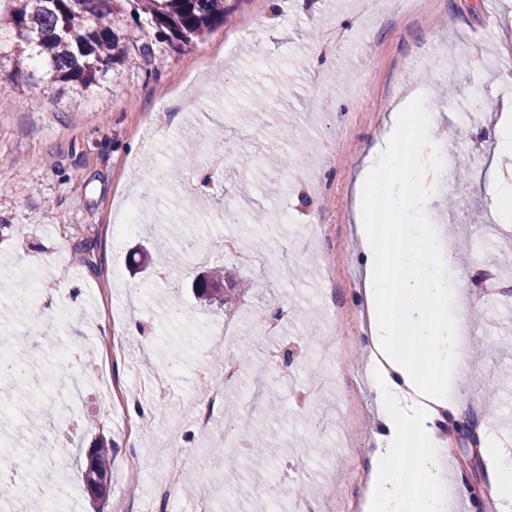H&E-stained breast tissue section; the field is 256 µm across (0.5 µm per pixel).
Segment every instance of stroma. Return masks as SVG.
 Returning a JSON list of instances; mask_svg holds the SVG:
<instances>
[{"label": "stroma", "mask_w": 512, "mask_h": 512, "mask_svg": "<svg viewBox=\"0 0 512 512\" xmlns=\"http://www.w3.org/2000/svg\"><path fill=\"white\" fill-rule=\"evenodd\" d=\"M488 13L484 0H432V24L407 14V0H241L224 26L188 46L159 39L144 57L130 53L114 64L103 87L81 109L67 85L15 74L0 60V307L26 308L17 278L40 279L39 322L0 326L11 345L33 351L27 378L0 381V435L10 437L26 477L0 512H25L58 477L71 495L59 512H93L81 473L85 450L97 437L115 442L109 457L108 505L126 489L129 466L139 470L140 501L177 479L180 512H350L366 489L376 446L374 395L363 350L366 321L355 183L370 152L388 130L392 113L412 92L431 103L430 136L422 160L442 150L451 161L432 206L436 232L453 245L455 261L438 267L448 307L471 327L468 368L457 390L476 420L448 419L453 448L442 466L451 484L446 512H502L492 470L481 450L494 439L512 456V387L487 395L486 384L512 370V267L501 260L496 223V145L486 129L501 118L512 83L496 79L504 48H512V0ZM223 56L224 69L210 61ZM196 77L209 89L200 112L172 113L159 132L151 114ZM475 116L466 138L457 117ZM198 145L183 176H163L180 165V148ZM218 169L197 221L178 226L186 189L197 171ZM141 193L144 223L116 236L117 200ZM263 211L266 223L246 224L238 213ZM182 252L166 281L134 273L136 245L146 237ZM232 239L250 254L241 267L225 253ZM315 262L311 279L283 278L285 268ZM250 279L235 310L196 299L191 285L202 272ZM500 290L485 291L487 273ZM283 308L276 334L259 325L256 310ZM240 340L225 345L223 328ZM249 352L240 380L225 384L214 424L193 420L206 407V382L224 379L216 351ZM108 363L118 385L137 393L153 418L149 434L124 431L98 385ZM75 379L83 401L61 406L63 383ZM285 454L266 468L252 465L254 428ZM55 430L64 456L28 457L25 436ZM280 482L275 508L241 498L243 484ZM307 491L296 494V483Z\"/></svg>", "instance_id": "obj_1"}]
</instances>
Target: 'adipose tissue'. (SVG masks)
Segmentation results:
<instances>
[{
    "instance_id": "ef3b65f1",
    "label": "adipose tissue",
    "mask_w": 512,
    "mask_h": 512,
    "mask_svg": "<svg viewBox=\"0 0 512 512\" xmlns=\"http://www.w3.org/2000/svg\"><path fill=\"white\" fill-rule=\"evenodd\" d=\"M427 112L419 102L395 113L387 149L374 173L356 184L355 219L363 256L360 294L369 315L365 348L373 360L371 387L378 418L376 446L363 512H444L445 481L437 463L446 415L468 418L467 401L448 386L467 369L462 315L449 312L448 290L434 271L452 248L425 224H404L402 249L391 250L372 206L374 177L396 182L386 211L431 208L424 171L411 163L407 146L427 134Z\"/></svg>"
}]
</instances>
